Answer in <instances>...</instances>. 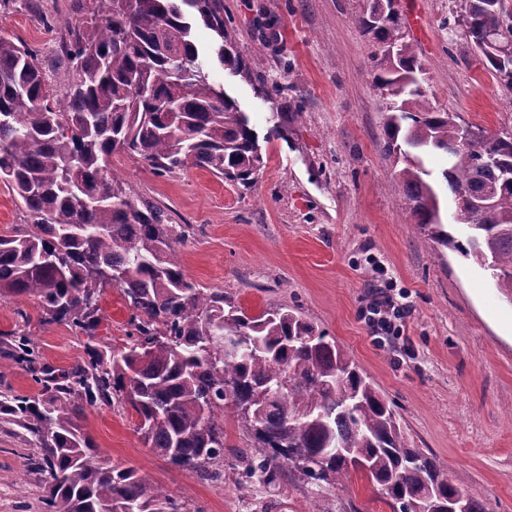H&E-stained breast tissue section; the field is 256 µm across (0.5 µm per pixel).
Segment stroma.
Masks as SVG:
<instances>
[{
	"label": "stroma",
	"mask_w": 512,
	"mask_h": 512,
	"mask_svg": "<svg viewBox=\"0 0 512 512\" xmlns=\"http://www.w3.org/2000/svg\"><path fill=\"white\" fill-rule=\"evenodd\" d=\"M423 34L412 45L439 110L488 132L512 130V89L451 32L454 0H415ZM366 0H224V19L251 70L283 85L302 113L270 136V105L254 85L212 63L210 79L247 112L267 141V165L250 188L190 167L158 176L141 159L112 160L126 186L186 227L180 260L200 288H219L245 310L288 306L324 329L400 413L412 445L487 512H512V300L488 274L440 248L413 223L389 185L383 150L388 99L374 83L372 43L356 24ZM70 0L0 5V31L37 51L55 90L68 71L55 48ZM407 295L397 337L379 341L363 318L370 286ZM100 344L127 340L130 311L117 288L100 299ZM28 333L43 366L85 359L84 337L41 320L30 297L0 298V392L38 390L5 352ZM126 404L86 408L80 424L100 455L179 496L187 512H391L361 473L318 488L291 469L269 485L241 481L253 440L224 412V478L210 481L145 447ZM29 435L0 424V512H42V476L25 459Z\"/></svg>",
	"instance_id": "1"
}]
</instances>
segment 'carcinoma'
I'll return each instance as SVG.
<instances>
[{"label": "carcinoma", "instance_id": "cac0c4a2", "mask_svg": "<svg viewBox=\"0 0 512 512\" xmlns=\"http://www.w3.org/2000/svg\"><path fill=\"white\" fill-rule=\"evenodd\" d=\"M79 19L63 42L68 83L52 97L39 55L0 34V181L24 207L27 224L0 235V296L35 297L47 322L87 338V359L56 372L35 366L25 333L12 360L29 368L34 395L0 393V422L32 438L26 466L44 475V512H186L184 503L132 467L111 463L81 431L86 407L129 404L146 447L175 464L224 478V410L255 442L242 478L272 482L295 456L317 486L354 469L379 488L392 512H486L414 448L395 411L336 340L288 307L249 315L222 289L190 282L178 258L184 228L120 182L109 161L134 155L164 176L187 166L247 188L266 166L257 132L234 100L210 81L184 7L212 31L224 69L252 79L224 20V0H75ZM473 51L488 40L509 54L481 56L512 87V15L502 0H461L453 16ZM379 46L374 81L392 97L384 151L393 186L413 223L439 246L488 271L512 300V132L480 134L438 174L423 156L448 153L458 123L436 111L425 67L405 40L393 0H370L358 18ZM396 46L399 54L389 55ZM272 104L270 133L288 113ZM451 196L495 190L479 214L455 207L441 219L436 185ZM114 287L131 309L129 342L102 350L99 301Z\"/></svg>", "mask_w": 512, "mask_h": 512}]
</instances>
